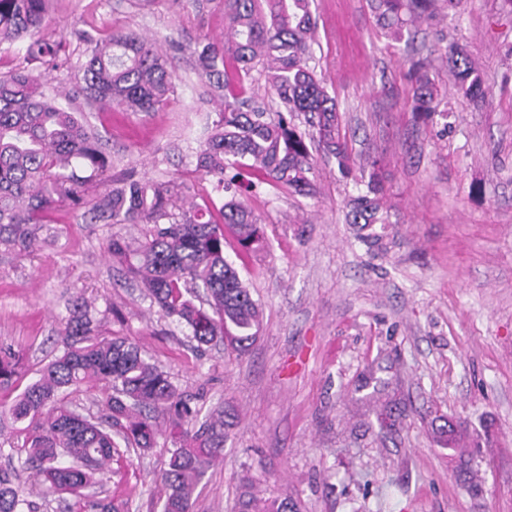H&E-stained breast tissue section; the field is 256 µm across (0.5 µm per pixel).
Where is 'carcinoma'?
<instances>
[{
	"label": "carcinoma",
	"instance_id": "cac0c4a2",
	"mask_svg": "<svg viewBox=\"0 0 512 512\" xmlns=\"http://www.w3.org/2000/svg\"><path fill=\"white\" fill-rule=\"evenodd\" d=\"M454 8L459 0H369L377 23L395 38L404 24L426 22L438 2ZM48 0H0V44L27 37V52L58 69L66 63L63 40L37 38ZM315 0H224V42L195 49L213 97L221 101L197 165L215 179L229 199L214 213L175 182L128 179L109 183L111 161L100 134L83 118L59 106L40 80L24 70L0 75V246L27 251L39 224L59 206L79 211L92 206L97 218L114 224H152L149 237L132 242L115 235L112 257L137 281L160 313L187 326L197 346L223 341L246 354L262 331L259 303L224 254V227L249 249L263 239L258 219L237 197L260 184L306 195L313 142L339 169L352 155L341 133L336 97L318 77L313 59L317 19ZM448 72L474 98L484 81L465 47L445 52ZM264 77L284 111L247 109L253 72ZM86 98L101 109L157 112L173 90L164 55L132 32H113L92 40L85 64ZM412 111L439 112L438 91L425 61L413 65ZM307 115L312 132L294 123ZM365 190L349 198V223L361 225V240L382 247L373 231L385 223L379 161L367 157ZM104 187L95 199L89 189ZM62 353L40 378L19 393L9 412L23 424L26 464L33 478L26 489L15 471L0 469V512H40L54 500L77 512H128V504L103 492H88L112 463L156 447L153 415L173 416L171 448L157 475L160 512H192V499L208 468L222 458L234 415L217 408L205 415L190 405L169 376L127 337L101 336L89 306L74 305L60 321ZM21 360L0 349V389L13 385ZM101 391V414H84L71 395L82 388ZM238 512H297L284 498L256 507L253 496L239 501Z\"/></svg>",
	"mask_w": 512,
	"mask_h": 512
}]
</instances>
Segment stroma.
Segmentation results:
<instances>
[{"label":"stroma","instance_id":"1","mask_svg":"<svg viewBox=\"0 0 512 512\" xmlns=\"http://www.w3.org/2000/svg\"><path fill=\"white\" fill-rule=\"evenodd\" d=\"M316 71L335 91L355 160L381 158L389 222L371 249L345 220L359 172L315 159L309 196L261 187L246 198L266 244L225 248L261 303L263 329L243 356L195 348L187 328L123 278L109 224L64 212L31 252L0 247V345L23 357L26 382L62 349L59 320L76 294L105 336L139 341L197 407L235 415L224 459L193 495L194 512H236L244 488L288 498L299 512H512V9L462 0L395 42L367 0H316ZM224 0H51L41 35L63 40L58 69L22 42L0 45V73L24 69L63 90L104 137L112 178L183 183L224 197L197 169L218 103L193 54L224 37ZM133 32L157 40L174 92L157 112H103L82 89L87 39ZM465 44L489 89L476 105L431 74L448 102L424 119L410 108L409 71L432 45ZM0 396V467L25 455ZM451 432H444V425ZM166 441L102 483L130 512L149 495Z\"/></svg>","mask_w":512,"mask_h":512}]
</instances>
